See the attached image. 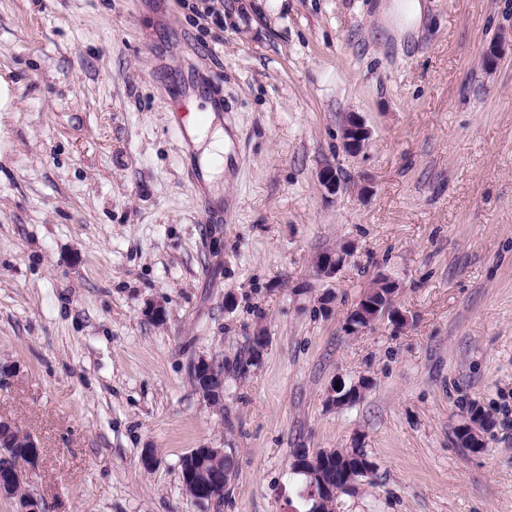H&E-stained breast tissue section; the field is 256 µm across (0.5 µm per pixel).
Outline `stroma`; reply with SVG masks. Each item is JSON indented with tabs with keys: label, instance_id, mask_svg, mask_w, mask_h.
I'll list each match as a JSON object with an SVG mask.
<instances>
[{
	"label": "stroma",
	"instance_id": "stroma-1",
	"mask_svg": "<svg viewBox=\"0 0 512 512\" xmlns=\"http://www.w3.org/2000/svg\"><path fill=\"white\" fill-rule=\"evenodd\" d=\"M422 2L399 38L383 0H215L218 26L180 0H0V417L41 448L45 512H304L293 450L355 446L374 470L337 512H512V0ZM216 94L217 195L173 122ZM381 274L407 325L348 333ZM336 382L361 399L330 404ZM474 402L479 453L454 435ZM195 448L236 457L221 502L185 494ZM371 134V129L362 117L356 113L348 114L341 128L344 151L350 155L361 153L367 146ZM210 365L211 361L207 358L200 357L192 365V374L199 382L202 387L200 389L199 383L197 382V390L201 396L209 402H215V400L222 401L224 397V384L222 386H215L211 383L210 376ZM475 414H480L481 416H484L485 418L488 419L489 423H490V427L487 429L490 430V428L493 426V421H492V418L490 417V415L482 408V406H480L479 404L477 403H473L468 409H467V412H466V420L461 423L455 430V434H456V439L458 441V443L464 447V448H467L469 451L473 452V453H479L481 451L484 450L485 448V443H484V440L482 439V442L479 444L478 447H473L469 441H468V433L465 431V429L462 427V424H464L471 416L475 415ZM486 431V432H487Z\"/></svg>",
	"mask_w": 512,
	"mask_h": 512
}]
</instances>
